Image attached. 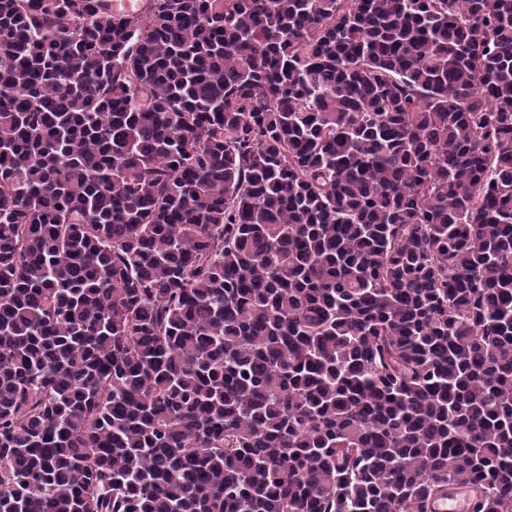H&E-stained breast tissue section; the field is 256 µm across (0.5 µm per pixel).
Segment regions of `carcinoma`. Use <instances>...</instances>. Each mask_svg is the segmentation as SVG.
Wrapping results in <instances>:
<instances>
[{"label": "carcinoma", "mask_w": 512, "mask_h": 512, "mask_svg": "<svg viewBox=\"0 0 512 512\" xmlns=\"http://www.w3.org/2000/svg\"><path fill=\"white\" fill-rule=\"evenodd\" d=\"M512 512V0H0V512Z\"/></svg>", "instance_id": "cac0c4a2"}]
</instances>
